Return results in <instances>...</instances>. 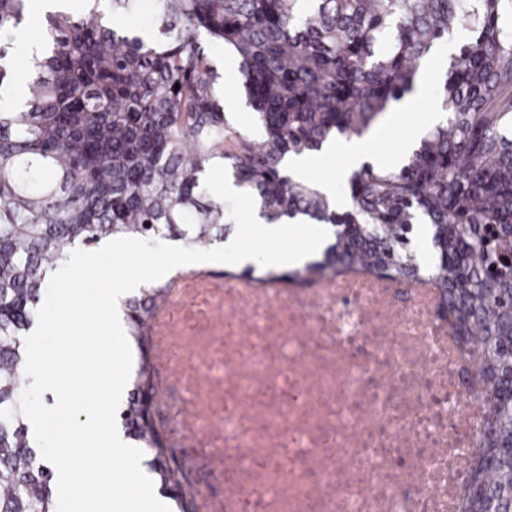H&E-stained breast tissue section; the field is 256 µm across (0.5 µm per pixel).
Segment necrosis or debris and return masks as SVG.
Here are the masks:
<instances>
[{
    "instance_id": "obj_1",
    "label": "necrosis or debris",
    "mask_w": 512,
    "mask_h": 512,
    "mask_svg": "<svg viewBox=\"0 0 512 512\" xmlns=\"http://www.w3.org/2000/svg\"><path fill=\"white\" fill-rule=\"evenodd\" d=\"M439 290L343 271L171 278L154 421L224 456V512H457L484 397Z\"/></svg>"
}]
</instances>
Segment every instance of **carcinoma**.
Wrapping results in <instances>:
<instances>
[{"mask_svg":"<svg viewBox=\"0 0 512 512\" xmlns=\"http://www.w3.org/2000/svg\"><path fill=\"white\" fill-rule=\"evenodd\" d=\"M34 0H0V512H55L53 472L19 399L25 338L49 273L73 249L129 237L205 249L231 229L205 177L223 165L268 224L302 215L335 241L293 276L360 267L431 279L439 312L474 348L487 415L459 512H512V0H39L43 37L24 95L13 74ZM470 37L439 73L445 119L398 170L366 164L338 212L285 159L360 135L415 91L421 64ZM239 63L259 133L217 95L210 49ZM180 89H175V85ZM432 228L422 266L414 224ZM158 282L125 301L145 355ZM145 366L120 426L177 512H195L151 416Z\"/></svg>","mask_w":512,"mask_h":512,"instance_id":"obj_1","label":"carcinoma"}]
</instances>
